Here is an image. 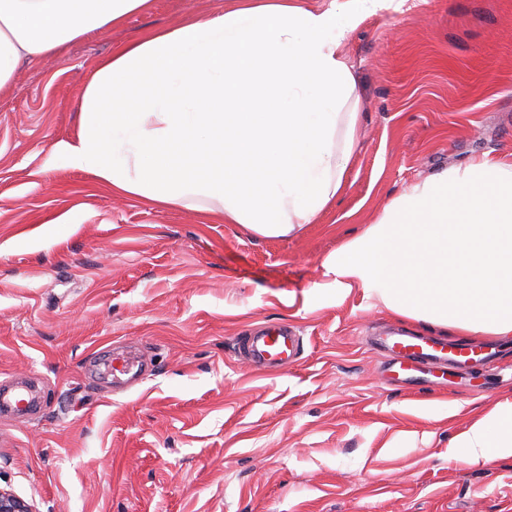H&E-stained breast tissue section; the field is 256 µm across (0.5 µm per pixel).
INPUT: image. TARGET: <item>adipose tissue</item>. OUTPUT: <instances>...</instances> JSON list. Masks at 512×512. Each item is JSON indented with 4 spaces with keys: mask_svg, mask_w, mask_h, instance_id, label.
Segmentation results:
<instances>
[{
    "mask_svg": "<svg viewBox=\"0 0 512 512\" xmlns=\"http://www.w3.org/2000/svg\"><path fill=\"white\" fill-rule=\"evenodd\" d=\"M385 0H238L118 45L88 71L75 138L50 160L119 197L208 213L263 237L314 223L343 192L360 120L341 53ZM151 0H0V90L16 66L105 32ZM400 319L512 337V151L415 183L322 262ZM465 462L512 458V400L455 442Z\"/></svg>",
    "mask_w": 512,
    "mask_h": 512,
    "instance_id": "obj_1",
    "label": "adipose tissue"
}]
</instances>
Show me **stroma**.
<instances>
[{"instance_id": "1", "label": "stroma", "mask_w": 512, "mask_h": 512, "mask_svg": "<svg viewBox=\"0 0 512 512\" xmlns=\"http://www.w3.org/2000/svg\"><path fill=\"white\" fill-rule=\"evenodd\" d=\"M234 0H152L121 26L22 63L0 93V380L38 391L0 415V486L37 512H512V459L453 444L512 391L497 364L388 382L366 337L399 325L323 259L412 184L512 151V0H394L343 42L361 100L347 188L297 235L262 237L196 208L112 195L45 163L79 129L78 91L113 46ZM288 322L279 371L236 353L247 326ZM133 346L141 383L104 359Z\"/></svg>"}]
</instances>
